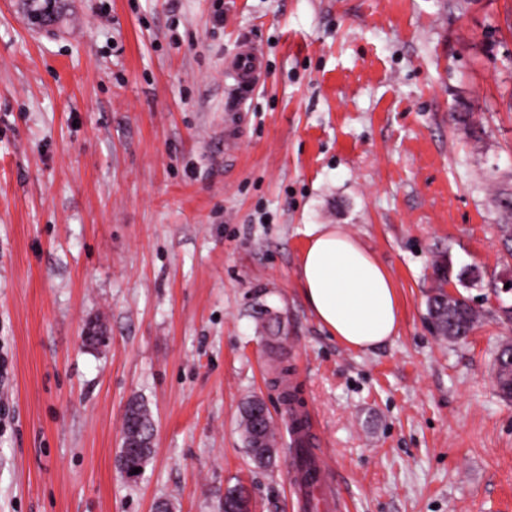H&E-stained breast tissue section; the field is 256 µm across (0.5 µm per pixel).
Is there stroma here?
<instances>
[{
    "mask_svg": "<svg viewBox=\"0 0 512 512\" xmlns=\"http://www.w3.org/2000/svg\"><path fill=\"white\" fill-rule=\"evenodd\" d=\"M60 5L45 29L0 0V512H224L237 484L253 512H299L288 437L260 468L240 427L256 395L285 427L276 341L343 512H512V0ZM245 37L262 75L242 96L225 64ZM462 102L478 138L449 117ZM310 224L390 273L385 344L354 350L309 311ZM445 263L479 272L455 285L477 313L460 341L428 314ZM133 399L155 424L134 481ZM154 428L155 427H154V423H153L152 429L150 431V438L148 440L147 439L142 440L139 437L140 428H134L132 433L126 432L125 434L122 435L124 444L122 443L123 448H120V453H119L118 457H120L122 455L123 450H124V453H123L122 458H118V464H119V467L122 470V472L125 474V476L127 473L132 474V470L127 469L125 456H133V455L139 454L140 450H141L140 448L145 447L149 441L153 443Z\"/></svg>",
    "mask_w": 512,
    "mask_h": 512,
    "instance_id": "stroma-1",
    "label": "stroma"
}]
</instances>
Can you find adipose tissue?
Instances as JSON below:
<instances>
[{"label": "adipose tissue", "mask_w": 512, "mask_h": 512, "mask_svg": "<svg viewBox=\"0 0 512 512\" xmlns=\"http://www.w3.org/2000/svg\"><path fill=\"white\" fill-rule=\"evenodd\" d=\"M297 280L320 326L340 343L369 351L396 336L399 300L377 259L332 224H313Z\"/></svg>", "instance_id": "obj_1"}]
</instances>
